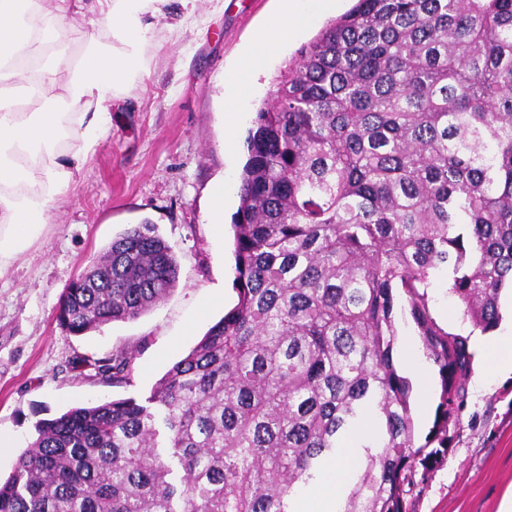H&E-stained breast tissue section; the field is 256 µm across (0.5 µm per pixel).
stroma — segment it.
I'll list each match as a JSON object with an SVG mask.
<instances>
[{
  "mask_svg": "<svg viewBox=\"0 0 512 512\" xmlns=\"http://www.w3.org/2000/svg\"><path fill=\"white\" fill-rule=\"evenodd\" d=\"M279 7L278 0H198L197 25L176 39L158 22L143 77L113 108L112 126L83 176L0 278V434L12 439L11 447L0 448L1 479L32 441L38 420L106 399L145 400L236 304L232 222L247 159L245 140L281 70L317 29L299 34L261 69L248 101L234 115L239 146L232 154L225 147L224 80ZM219 180L224 224L217 229L209 188ZM145 221L157 226L177 259L174 290L137 319L81 336L63 331L55 313L66 286L102 256L112 238ZM219 288L224 299L215 305L211 299ZM430 294L437 321L469 336L474 361L447 451L417 470L404 497L412 512H500L512 496V374L487 377V347L496 335L512 332V293L501 298L503 319L494 334L472 333L447 277L435 276ZM397 330V363L414 384L415 438L421 442L435 419L437 370L417 373L427 356L409 317H398ZM119 349L133 356L132 384L112 385L73 367L77 360Z\"/></svg>",
  "mask_w": 512,
  "mask_h": 512,
  "instance_id": "1",
  "label": "stroma"
}]
</instances>
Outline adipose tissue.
Wrapping results in <instances>:
<instances>
[{
    "mask_svg": "<svg viewBox=\"0 0 512 512\" xmlns=\"http://www.w3.org/2000/svg\"><path fill=\"white\" fill-rule=\"evenodd\" d=\"M166 0H0V273L49 220L112 125L111 107L143 68ZM340 0H282V9L231 74L230 107L249 93L254 75L287 39L317 25ZM79 16L84 47L74 59L42 49L62 45ZM41 56L36 75L22 60ZM362 458L343 450L318 488L294 512H336V495Z\"/></svg>",
    "mask_w": 512,
    "mask_h": 512,
    "instance_id": "obj_1",
    "label": "adipose tissue"
}]
</instances>
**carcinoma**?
Here are the masks:
<instances>
[{
	"label": "carcinoma",
	"instance_id": "1",
	"mask_svg": "<svg viewBox=\"0 0 512 512\" xmlns=\"http://www.w3.org/2000/svg\"><path fill=\"white\" fill-rule=\"evenodd\" d=\"M247 151L236 305L145 402L38 420L0 512H292L369 417L341 512H406L473 359L432 316L431 280L448 273L482 333L512 287V0H357L288 62ZM177 278L156 226L133 225L67 286L57 321L81 335L135 319ZM405 314L440 380L421 445L395 357ZM132 360L83 364L128 384Z\"/></svg>",
	"mask_w": 512,
	"mask_h": 512
}]
</instances>
